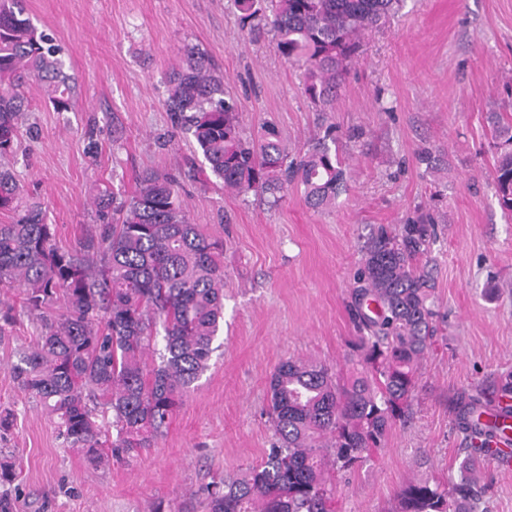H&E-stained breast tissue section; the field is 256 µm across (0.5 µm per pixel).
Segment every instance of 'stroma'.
<instances>
[{
    "mask_svg": "<svg viewBox=\"0 0 512 512\" xmlns=\"http://www.w3.org/2000/svg\"><path fill=\"white\" fill-rule=\"evenodd\" d=\"M27 16L62 48L77 85L74 111L57 112L36 85L26 95L28 132L11 161L25 192L43 203L55 242L70 249L98 225V189L132 194L149 169L170 172L191 223L224 244V329L208 370L165 435L130 462L96 467L59 437L49 411L17 385L13 367L38 336L15 305L0 338V483L13 512H207L212 478L259 463L274 441L268 381L288 359L321 362L347 376L357 359L351 291L363 245L380 224L415 211L441 222L428 269L439 333L420 363L412 416L386 447L337 481L338 512H394L410 482L457 476L458 404L493 401L512 374V218L500 209L491 166L489 110L512 115V0H405L366 38L336 109L319 111L301 72L279 55L269 28H242L233 0H23ZM204 51L237 102L245 137L276 129L303 151L335 123L348 189L324 209L299 186L268 197L198 178L205 161L166 107L167 75L184 45ZM360 138H349L351 130ZM440 151L441 171L416 160ZM485 490L475 512H512V470L476 461Z\"/></svg>",
    "mask_w": 512,
    "mask_h": 512,
    "instance_id": "1",
    "label": "stroma"
}]
</instances>
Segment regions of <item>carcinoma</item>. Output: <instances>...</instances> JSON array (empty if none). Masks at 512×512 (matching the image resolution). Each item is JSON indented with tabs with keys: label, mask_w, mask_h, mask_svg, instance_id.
I'll use <instances>...</instances> for the list:
<instances>
[{
	"label": "carcinoma",
	"mask_w": 512,
	"mask_h": 512,
	"mask_svg": "<svg viewBox=\"0 0 512 512\" xmlns=\"http://www.w3.org/2000/svg\"><path fill=\"white\" fill-rule=\"evenodd\" d=\"M242 25L267 22L279 54L305 75L304 92L323 112L335 109L345 75L372 30L404 0H233ZM61 48L25 16L21 0H0V290L21 289L22 312L39 326L36 344L13 368L25 392L55 419L60 436L96 464L128 461L164 436L176 410L209 368L224 323L223 244L189 221L176 179L145 171L135 194L93 198L102 221L96 239L55 246L42 204L25 196L9 164L40 83L57 112L75 90L62 72ZM169 111L193 137L211 174L239 194L279 202L295 183L313 208L347 187V168L328 142L294 156L276 131L243 138L238 109L208 55L191 47L168 74ZM495 144L492 180L512 215V123L489 112ZM438 219L420 212L397 228L380 225L363 246L353 289L361 371L341 380L323 364L288 359L271 374L268 419L276 441L264 459L203 488L210 512H336L335 482L383 449L409 417L418 367L438 334L428 253ZM471 397L461 429L468 447L455 482L418 480L400 490L396 512H474V460L491 451L500 426L482 423Z\"/></svg>",
	"instance_id": "1"
}]
</instances>
